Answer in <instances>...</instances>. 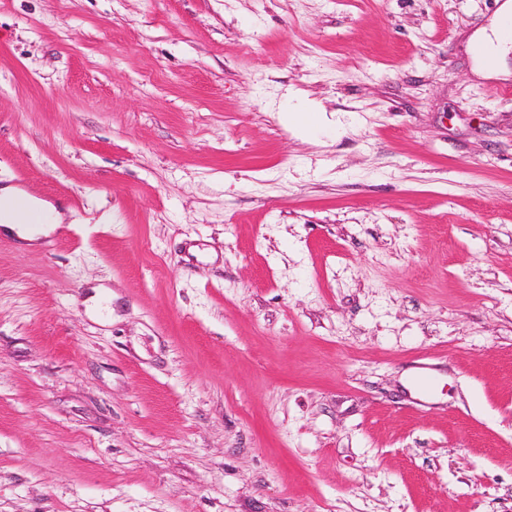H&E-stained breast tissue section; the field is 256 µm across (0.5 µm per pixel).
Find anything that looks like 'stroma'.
Returning a JSON list of instances; mask_svg holds the SVG:
<instances>
[{
	"label": "stroma",
	"mask_w": 512,
	"mask_h": 512,
	"mask_svg": "<svg viewBox=\"0 0 512 512\" xmlns=\"http://www.w3.org/2000/svg\"><path fill=\"white\" fill-rule=\"evenodd\" d=\"M501 2L0 0V512H512ZM512 20V1L504 0L493 19L489 30L477 34L473 45L478 43L482 51L473 57L485 71L497 74L501 70V61L512 50V28L508 23ZM20 193V190L13 186H3L0 188V214L2 217L0 224L2 225V232L15 237L22 248H24L39 241L41 236H47L49 233L55 232L58 228L62 227L64 215L59 206L34 199L27 195L30 198L31 205L43 213V220L45 221L41 226H31V224L39 223L40 214L29 209L26 198L19 196ZM16 198V208L26 214L31 224H27L24 216L13 209V202Z\"/></svg>",
	"instance_id": "35a3bbf8"
}]
</instances>
